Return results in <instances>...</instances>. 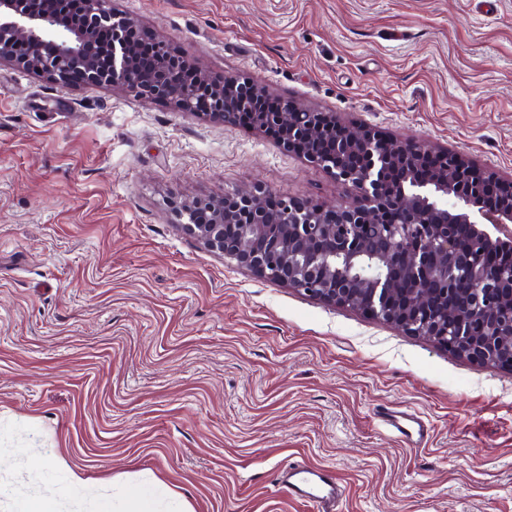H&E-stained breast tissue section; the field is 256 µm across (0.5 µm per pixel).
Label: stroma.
I'll return each instance as SVG.
<instances>
[{
    "label": "stroma",
    "mask_w": 512,
    "mask_h": 512,
    "mask_svg": "<svg viewBox=\"0 0 512 512\" xmlns=\"http://www.w3.org/2000/svg\"><path fill=\"white\" fill-rule=\"evenodd\" d=\"M209 77L459 151L512 178V0H112ZM261 186L343 187L270 136L118 87L0 64V512H512V371L261 278L176 208ZM429 427L416 446L381 411ZM67 470L28 467L24 445ZM91 488L63 494L69 471ZM287 488L311 499L318 512H335L342 499L343 490L333 474L310 466L288 468Z\"/></svg>",
    "instance_id": "obj_1"
}]
</instances>
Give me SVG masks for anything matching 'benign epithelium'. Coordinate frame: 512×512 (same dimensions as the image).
<instances>
[{
    "instance_id": "7a95c632",
    "label": "benign epithelium",
    "mask_w": 512,
    "mask_h": 512,
    "mask_svg": "<svg viewBox=\"0 0 512 512\" xmlns=\"http://www.w3.org/2000/svg\"><path fill=\"white\" fill-rule=\"evenodd\" d=\"M111 0H80L77 25L65 23L71 0H0V63L31 71L64 90L122 86L221 123L249 112L253 129L276 128L279 144L321 165L345 190V201L322 206L281 198L270 211L269 190L200 198L178 207L184 226L209 251L229 256L254 274L335 305L358 307L403 331L427 336L449 351L491 368L512 355V266L485 256L512 252V182L475 167L463 154L424 141L393 142L354 128L329 112L283 99L271 112L256 109L259 86L237 77L209 93L199 112L192 101L202 75L190 57L156 41L159 54L144 68L131 17ZM108 45L94 50L103 29ZM29 48L24 56L15 50ZM438 159L431 178L418 171ZM501 206L489 212L493 186ZM236 226L227 235V225Z\"/></svg>"
}]
</instances>
